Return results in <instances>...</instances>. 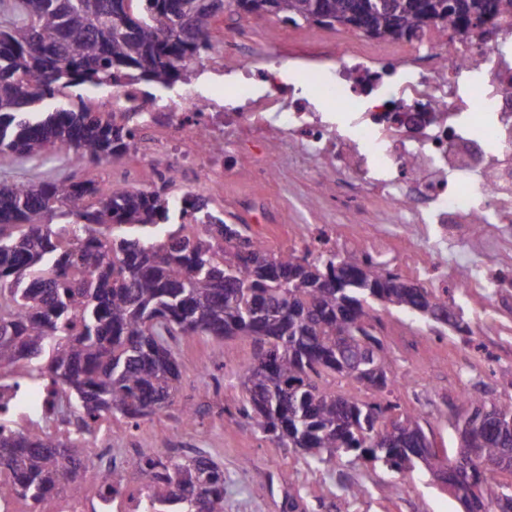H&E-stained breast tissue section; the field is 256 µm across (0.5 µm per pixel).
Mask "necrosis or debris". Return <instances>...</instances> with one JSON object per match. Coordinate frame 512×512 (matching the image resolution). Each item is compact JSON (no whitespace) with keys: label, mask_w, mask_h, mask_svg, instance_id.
Here are the masks:
<instances>
[{"label":"necrosis or debris","mask_w":512,"mask_h":512,"mask_svg":"<svg viewBox=\"0 0 512 512\" xmlns=\"http://www.w3.org/2000/svg\"><path fill=\"white\" fill-rule=\"evenodd\" d=\"M224 50L239 71V111L187 89L153 109L155 149H136L151 172L203 181L222 192L239 163L255 179L314 167L347 172L358 191L324 187L326 208L362 213L376 205L367 240L403 239L412 272L441 288L486 300L512 288V21L464 38L432 24L399 43L337 37L330 56L300 58L306 91L280 68L255 65L235 38ZM279 141H272V132ZM57 391L16 372L0 374V414L28 431L36 419L69 433L53 414ZM92 468L93 496L49 495L37 512H142L140 487L120 494Z\"/></svg>","instance_id":"obj_1"}]
</instances>
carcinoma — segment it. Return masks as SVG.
Here are the masks:
<instances>
[{"label": "carcinoma", "mask_w": 512, "mask_h": 512, "mask_svg": "<svg viewBox=\"0 0 512 512\" xmlns=\"http://www.w3.org/2000/svg\"><path fill=\"white\" fill-rule=\"evenodd\" d=\"M229 7L259 21L270 14L293 25L319 14L348 17L378 39L409 38L434 19L452 31L512 16V0H0V158L36 162L58 145L76 165L125 157L139 112H93L86 86L172 87L186 63L214 50L211 21ZM91 180L38 183L0 179V369L20 363L34 379L52 380L84 421L75 437L0 429V498L36 508L53 490L80 491L87 467L80 449L96 421L120 416L132 426L168 408L181 369L178 336L240 337L254 360L240 369L248 394L242 415L280 448L318 464L357 453L396 472L424 469L470 512H512V489L469 500L471 484L501 488L498 460L512 439L489 431L485 413L512 421V398L465 396L479 454L462 479L454 453L418 446L420 416L390 399L366 402L330 392L331 372L364 391L392 392L394 360L375 334L373 304L427 320L449 312L467 331L448 289L407 282L368 255L335 252L309 259L269 253L196 195L172 200L161 173L145 190L119 184L97 197ZM202 213L203 234L169 226ZM378 348L377 369L359 361ZM148 493L144 512H224V467L201 454L133 463Z\"/></svg>", "instance_id": "obj_1"}]
</instances>
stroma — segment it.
<instances>
[{
    "label": "stroma",
    "instance_id": "35a3bbf8",
    "mask_svg": "<svg viewBox=\"0 0 512 512\" xmlns=\"http://www.w3.org/2000/svg\"><path fill=\"white\" fill-rule=\"evenodd\" d=\"M211 33L219 41L236 37L256 61L266 65L331 43L336 31L306 22L292 32L277 16L256 21L228 9L213 19ZM130 168L126 158L74 167L65 149L59 148L36 163L0 161V178L71 175L95 180L105 188ZM246 196L265 206L260 219L270 252H280L290 224L341 225L346 240L338 253L361 252L351 217L325 210L318 185L304 177L259 184L244 170L225 181L223 198L212 199L211 206L232 212ZM454 297L470 334L437 330L432 323L393 307L379 305L374 311L377 334L394 359L392 400L402 410L420 415L427 434L448 449L458 445L452 422L464 393L482 389L490 399L512 397V296L485 303L460 291ZM176 349L181 368L177 405L142 420L132 433L113 435L114 452L141 448L146 454L167 457L176 450L183 456L212 458L224 466V512H288L292 498L300 505L298 512H335L340 503L346 504L347 512H463L457 499L421 472L398 473L352 454L317 464L294 449L277 447L254 430L238 412L246 400L238 371L253 359L250 341L182 336ZM186 399L197 410L189 428L181 425L178 408ZM395 485L401 486V494H392ZM351 487L356 488V496L348 495Z\"/></svg>",
    "mask_w": 512,
    "mask_h": 512
}]
</instances>
